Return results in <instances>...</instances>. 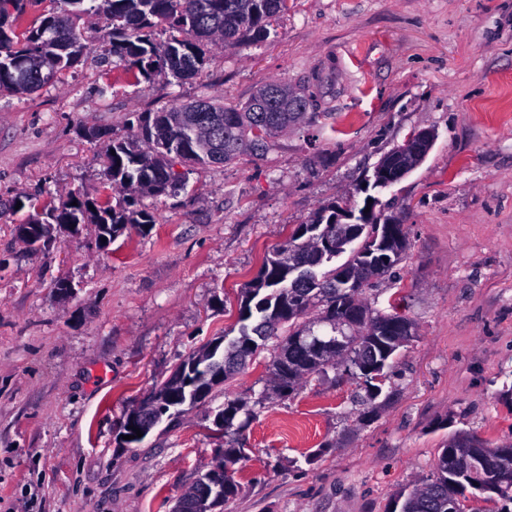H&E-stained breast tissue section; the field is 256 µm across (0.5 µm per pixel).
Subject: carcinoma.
<instances>
[{"instance_id": "obj_1", "label": "carcinoma", "mask_w": 512, "mask_h": 512, "mask_svg": "<svg viewBox=\"0 0 512 512\" xmlns=\"http://www.w3.org/2000/svg\"><path fill=\"white\" fill-rule=\"evenodd\" d=\"M84 9L101 20L100 39L109 54L137 68L146 79L166 72L178 80L200 71L204 46L235 45L244 38L265 41L288 0H91ZM24 0H0V92L32 93L45 82V62L58 72L72 67L89 49V39L76 25L77 12L45 17L26 38L9 35L23 11ZM168 33L156 41L151 31ZM252 101L228 107L211 101L174 106L139 119L143 140L114 139L106 150L112 183L127 196L109 206L74 193L57 208L38 213L32 224L73 227L94 222L98 238L114 241L128 224L147 229L152 213L130 209V197L161 196L179 190L182 173L175 166L227 162L243 152L264 155L271 139L300 120L304 113L291 106L288 92L270 112L251 111ZM222 144L217 155L212 142ZM338 205L322 207L311 220L298 224L288 241L267 257L243 295L239 336L216 339L182 361L152 392L163 417L194 404L235 372L267 343L276 340L270 364V386L291 394L310 376L327 368H344L365 382L366 400L381 394L376 382L391 366L398 348L408 340L411 320L394 311L374 313L363 301L365 286L389 272L406 250L403 225L380 221L371 211L351 208L352 220H336ZM348 258L341 264L336 258ZM244 411L236 399L224 400L219 415L224 429L233 427ZM242 455L224 450V463L195 482L187 493L191 512H213L239 493L227 464ZM512 442L490 446L476 435L458 432L440 448L436 471L412 491L397 492L387 512H464L459 496L471 488L500 501V512H512Z\"/></svg>"}]
</instances>
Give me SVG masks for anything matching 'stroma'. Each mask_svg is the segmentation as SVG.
Wrapping results in <instances>:
<instances>
[{
  "label": "stroma",
  "instance_id": "obj_1",
  "mask_svg": "<svg viewBox=\"0 0 512 512\" xmlns=\"http://www.w3.org/2000/svg\"><path fill=\"white\" fill-rule=\"evenodd\" d=\"M273 27L209 47L189 80L104 63L99 41L40 90L0 93V512H173L228 448L246 452L229 467L239 493L214 512H386L454 432L512 442V0H288ZM273 81L316 108L264 157L137 197L151 231L103 248L90 223L42 251L16 239L69 193L115 204L105 143L85 128L127 137L138 116L239 105ZM422 130L436 135L422 163L367 187ZM370 196L408 246L364 297L413 323L371 416L362 379L341 369L272 393L264 349L125 442L129 409L202 344L237 336L245 288L295 225ZM228 396L251 413L243 429L217 421Z\"/></svg>",
  "mask_w": 512,
  "mask_h": 512
}]
</instances>
